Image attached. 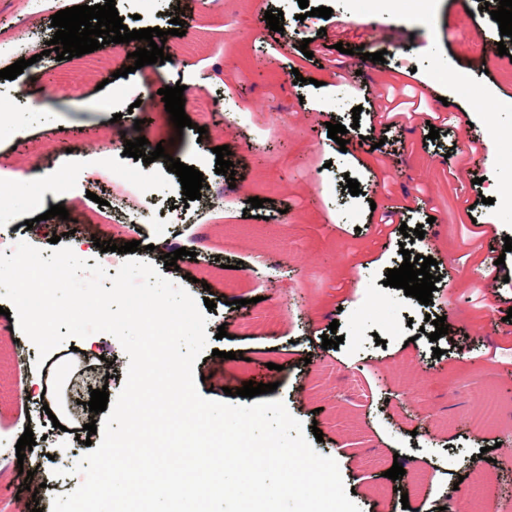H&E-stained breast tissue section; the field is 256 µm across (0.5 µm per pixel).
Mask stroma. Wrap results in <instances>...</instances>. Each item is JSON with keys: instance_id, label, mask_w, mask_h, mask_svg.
I'll use <instances>...</instances> for the list:
<instances>
[{"instance_id": "35a3bbf8", "label": "stroma", "mask_w": 512, "mask_h": 512, "mask_svg": "<svg viewBox=\"0 0 512 512\" xmlns=\"http://www.w3.org/2000/svg\"><path fill=\"white\" fill-rule=\"evenodd\" d=\"M332 8L330 18H301L298 0H115L128 29L168 25L178 12L192 21L184 36L168 37L170 61L132 69L125 48L106 45L69 60H33L55 30L37 0H0V39L23 71L26 98L0 123V234L28 237L26 223L38 219L37 249L51 256L50 239L59 218L45 219L61 204L82 243L79 258L95 262L91 239H112L127 217L106 209L118 189L117 173L142 174L154 204L128 227V240L148 234L154 251L136 259L163 268L168 244H189L167 276L195 300L215 301L208 311L209 336L196 361L199 393L225 400L226 390L244 382L275 384L267 400H282L304 428L323 434L313 447L333 457L346 489L361 512H439L453 491L469 492L474 474L495 493L474 497L475 512H512V405L486 415L468 381L479 377L495 394L512 384V287L497 289L470 277L471 230L491 233L494 253L512 268V198L498 186L512 184V56L499 55L502 38L490 9L499 0H309ZM282 11L283 32L270 30L266 11ZM344 25H381L404 32L376 43L384 63L363 57L355 41L334 49L327 30ZM312 39L319 51L300 50ZM505 41V40H502ZM512 49V39L505 41ZM342 60L333 75V60ZM128 76H120V69ZM126 88L112 99L108 78ZM479 86L493 111L464 93L463 82ZM178 82L193 101L223 99L224 112L205 134L176 132L167 112L154 113L142 128L146 152L157 144L198 169L200 199L184 202L176 174L163 160L146 164L112 150L108 157L78 149L76 131H94L97 142H113L133 126L128 109L144 99L149 83ZM423 88L420 109L402 128L384 129L373 115L386 85ZM110 109H100L102 100ZM360 115H353V108ZM448 111L454 120L429 139L430 113ZM347 126L346 147L328 136L327 123ZM492 149L498 163L475 157L458 167L455 156L472 140ZM229 146L237 160L234 178L216 174L215 147ZM29 180L14 181L17 171ZM95 173L96 199L86 196L85 176ZM361 195H351L347 179ZM46 197L32 205L31 195ZM259 197L258 216L245 217L246 202ZM394 210L386 247H379L381 212ZM423 226L412 241L399 232ZM436 259L440 280L433 301L423 305L403 289L387 286L388 270L403 262V251ZM443 317L448 332L437 342L431 320ZM338 322L344 341L322 349V336ZM225 338H217L218 328ZM85 352L87 361L110 374L107 390H122L129 358L107 333L60 345ZM441 356H434V349ZM237 359H227V352ZM38 352L20 327L0 315V448H12L32 429L36 448L24 461L0 458V512H52L55 495L67 493L72 477L56 476L61 464H76L101 434L77 439L54 428L44 396H15L30 382ZM406 471L386 478L393 463ZM33 470L23 480L19 467Z\"/></svg>"}]
</instances>
